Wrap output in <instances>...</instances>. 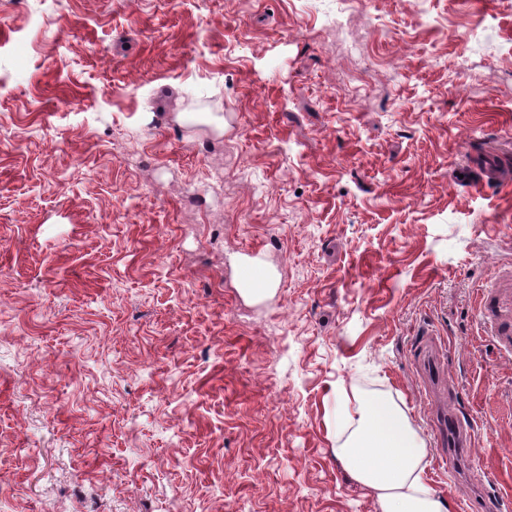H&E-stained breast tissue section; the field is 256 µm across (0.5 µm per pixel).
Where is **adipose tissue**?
<instances>
[{
  "label": "adipose tissue",
  "mask_w": 512,
  "mask_h": 512,
  "mask_svg": "<svg viewBox=\"0 0 512 512\" xmlns=\"http://www.w3.org/2000/svg\"><path fill=\"white\" fill-rule=\"evenodd\" d=\"M342 420L351 432L336 455L357 482L376 492L381 512H450L426 486L428 450L393 400L361 398Z\"/></svg>",
  "instance_id": "ef3b65f1"
}]
</instances>
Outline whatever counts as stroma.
Wrapping results in <instances>:
<instances>
[{
	"label": "stroma",
	"mask_w": 512,
	"mask_h": 512,
	"mask_svg": "<svg viewBox=\"0 0 512 512\" xmlns=\"http://www.w3.org/2000/svg\"><path fill=\"white\" fill-rule=\"evenodd\" d=\"M507 285L512 0H0V512H381L377 394L512 512Z\"/></svg>",
	"instance_id": "obj_1"
}]
</instances>
